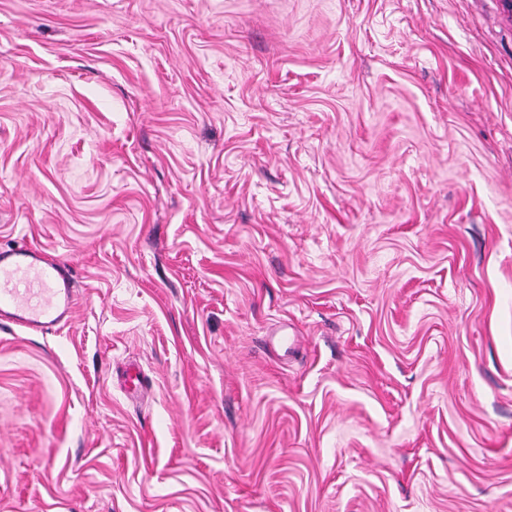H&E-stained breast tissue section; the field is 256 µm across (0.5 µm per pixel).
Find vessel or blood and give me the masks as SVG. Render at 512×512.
Instances as JSON below:
<instances>
[{"instance_id": "vessel-or-blood-1", "label": "vessel or blood", "mask_w": 512, "mask_h": 512, "mask_svg": "<svg viewBox=\"0 0 512 512\" xmlns=\"http://www.w3.org/2000/svg\"><path fill=\"white\" fill-rule=\"evenodd\" d=\"M77 299L67 265L42 251H0V317L32 332L71 320Z\"/></svg>"}]
</instances>
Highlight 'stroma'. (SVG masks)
<instances>
[{
    "label": "stroma",
    "mask_w": 512,
    "mask_h": 512,
    "mask_svg": "<svg viewBox=\"0 0 512 512\" xmlns=\"http://www.w3.org/2000/svg\"><path fill=\"white\" fill-rule=\"evenodd\" d=\"M21 246L0 512H512L503 0H0ZM77 299L67 265L42 251H0V317L31 332L67 323Z\"/></svg>",
    "instance_id": "35a3bbf8"
}]
</instances>
